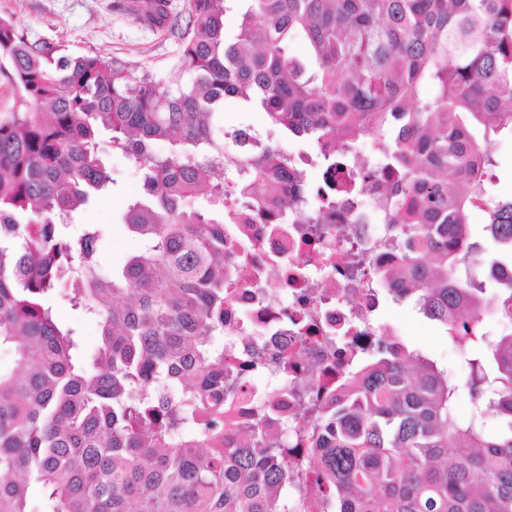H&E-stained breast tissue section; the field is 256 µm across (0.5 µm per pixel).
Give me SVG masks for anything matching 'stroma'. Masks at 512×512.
Wrapping results in <instances>:
<instances>
[{"mask_svg":"<svg viewBox=\"0 0 512 512\" xmlns=\"http://www.w3.org/2000/svg\"><path fill=\"white\" fill-rule=\"evenodd\" d=\"M124 0H0V16L12 18L32 38L64 44L70 53H98L127 62L133 76L142 71L161 72L180 50V41L169 29L152 27L123 10ZM489 151L494 160L492 194L512 195V136L493 138ZM114 179L110 194L82 209L71 226L95 224L104 231L101 244L103 271L119 268L139 247L121 219L129 199L140 192L136 166L120 154L108 158ZM377 321L437 364L455 368L458 353L443 327L419 314L408 302L384 297Z\"/></svg>","mask_w":512,"mask_h":512,"instance_id":"1","label":"stroma"}]
</instances>
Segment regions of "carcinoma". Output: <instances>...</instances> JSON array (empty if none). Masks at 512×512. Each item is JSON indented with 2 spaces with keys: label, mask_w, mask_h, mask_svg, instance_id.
Instances as JSON below:
<instances>
[{
  "label": "carcinoma",
  "mask_w": 512,
  "mask_h": 512,
  "mask_svg": "<svg viewBox=\"0 0 512 512\" xmlns=\"http://www.w3.org/2000/svg\"><path fill=\"white\" fill-rule=\"evenodd\" d=\"M237 2L186 0L181 22L166 0H130L181 41L162 75L137 78L0 16V74L18 94L0 116V349L14 357L0 370V512H306L312 484L327 512H512V330L483 324L492 311L512 325V198L489 192L486 148L512 136V0H248L229 41ZM298 33L310 71L288 53ZM226 102L356 170L353 199L383 193L398 265L373 281L445 327L464 378L379 336L310 428L274 435L262 405L231 421L262 365L224 351L251 248L241 225L296 223L308 187L280 148L224 130ZM103 130L141 172L122 216L140 247L110 275L97 226L67 233L112 183ZM473 208L491 250L471 240ZM59 295L96 319L92 356Z\"/></svg>",
  "instance_id": "carcinoma-1"
}]
</instances>
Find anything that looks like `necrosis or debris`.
I'll list each match as a JSON object with an SVG mask.
<instances>
[{
    "label": "necrosis or debris",
    "mask_w": 512,
    "mask_h": 512,
    "mask_svg": "<svg viewBox=\"0 0 512 512\" xmlns=\"http://www.w3.org/2000/svg\"><path fill=\"white\" fill-rule=\"evenodd\" d=\"M354 176L349 168L322 172L338 202L322 224H250L254 246L247 255L245 284L231 289L224 328L235 350H260L266 360L259 383L287 385L276 404L283 419L306 416L312 402L335 392L342 364L357 357L380 331L376 312L382 299L371 267L393 264L396 251L387 235L385 199L371 194L362 210L345 199ZM280 266L277 290L254 279V270ZM261 330V339L238 334L242 320ZM302 353L304 366L283 369L281 355Z\"/></svg>",
    "instance_id": "4bbe7bcc"
}]
</instances>
